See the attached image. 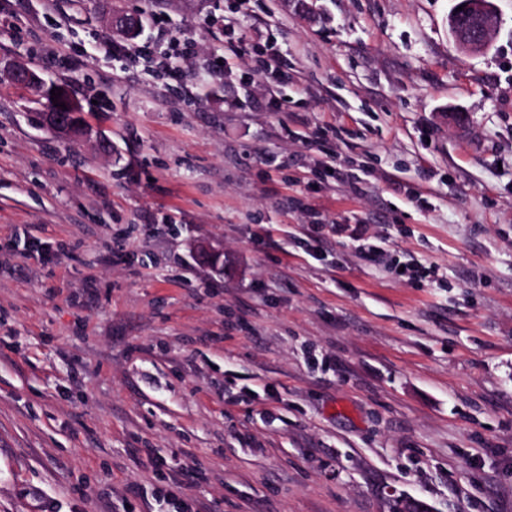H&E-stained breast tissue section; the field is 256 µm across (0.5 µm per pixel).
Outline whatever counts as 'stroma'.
Here are the masks:
<instances>
[{"mask_svg": "<svg viewBox=\"0 0 512 512\" xmlns=\"http://www.w3.org/2000/svg\"><path fill=\"white\" fill-rule=\"evenodd\" d=\"M453 4L0 0V61L112 142L0 81V512H512V0L480 54ZM101 7L182 76L105 60ZM231 34L280 72L210 73ZM175 45H182V49L179 52H176L173 55H164L160 57L153 58V55L148 50H141L144 54L149 55L150 60H152L157 69L164 71L170 75H176L181 71L182 63L188 59L192 53V46L186 43L181 44V42H174ZM6 73L10 80L31 90L34 93L33 98L35 99H43L44 96H48L50 99L51 97H58V102H52L54 106L55 103H58V106H55V109L48 108L46 112H44L46 126L54 134L66 138L95 140L101 146H108L109 141L106 135L101 130L94 128L86 120L85 123L74 122L70 119L63 122L58 117L57 112L77 113L75 111L78 104L70 96L69 90L65 86L57 83H47L37 73L21 64H15L9 67ZM53 87H56L55 93L58 92L57 88L62 90L61 96H51ZM60 103H65L66 110H62ZM57 119H60V122H57Z\"/></svg>", "mask_w": 512, "mask_h": 512, "instance_id": "stroma-1", "label": "stroma"}]
</instances>
